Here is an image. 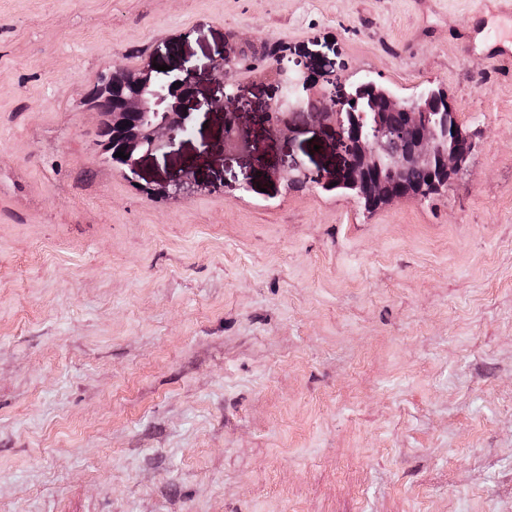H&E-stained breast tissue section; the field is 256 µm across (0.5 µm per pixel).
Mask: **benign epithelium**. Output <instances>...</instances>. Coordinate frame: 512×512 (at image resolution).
Segmentation results:
<instances>
[{
    "mask_svg": "<svg viewBox=\"0 0 512 512\" xmlns=\"http://www.w3.org/2000/svg\"><path fill=\"white\" fill-rule=\"evenodd\" d=\"M278 83L291 84V96H280L276 105L261 113L264 123L278 129L288 139L300 133L301 125L291 122L288 112L292 108H307L306 120L318 118L336 123V138L344 152L343 164L336 169L331 181L338 187L349 188L359 199L375 201L381 205L411 195L396 191L393 185L407 168H417L430 176L433 188H449L453 174L466 163L473 148L467 134L458 132L457 144H448L432 121L430 103L432 92L424 88L411 99L384 95L378 105L360 108L357 96L350 93L336 97L331 83L318 86V81L300 75L285 61L280 51L273 52ZM122 82L118 107L106 111L109 129H118V135L102 141V149L109 161L134 167L139 155L146 151H159L174 147L176 141L191 133L192 110L199 106L194 77L187 70H150L132 74L113 72L105 76L98 94L112 100L115 81ZM224 146L229 147L240 137L239 114L243 104L229 84L223 86ZM402 111L407 123L402 127L391 124L390 114ZM412 133L413 151L404 156H391L386 150L391 138ZM123 151L128 158L115 156Z\"/></svg>",
    "mask_w": 512,
    "mask_h": 512,
    "instance_id": "7a95c632",
    "label": "benign epithelium"
}]
</instances>
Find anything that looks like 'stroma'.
<instances>
[{"label":"stroma","instance_id":"stroma-1","mask_svg":"<svg viewBox=\"0 0 512 512\" xmlns=\"http://www.w3.org/2000/svg\"><path fill=\"white\" fill-rule=\"evenodd\" d=\"M264 43L340 96L446 92L453 186L289 188L342 156L259 120L268 62L223 72ZM506 49L497 0H0V512H512ZM154 63L193 130L112 165L90 93ZM223 100L228 105L224 109V146L229 147L236 143L240 137L239 114L243 104L231 85L224 83Z\"/></svg>","mask_w":512,"mask_h":512}]
</instances>
